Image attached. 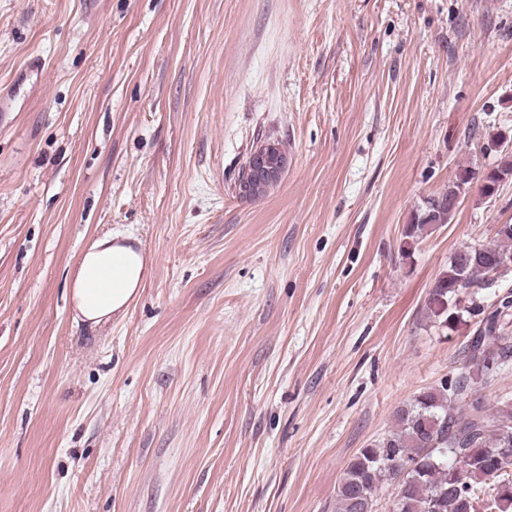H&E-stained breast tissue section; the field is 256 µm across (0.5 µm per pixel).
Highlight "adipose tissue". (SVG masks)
<instances>
[{
  "mask_svg": "<svg viewBox=\"0 0 512 512\" xmlns=\"http://www.w3.org/2000/svg\"><path fill=\"white\" fill-rule=\"evenodd\" d=\"M117 252L125 253L131 259L123 288L112 291L94 287V273L109 265ZM144 275L145 259L134 245L115 241L109 236L95 239L68 275L71 305L77 318L94 326L111 322L113 316L122 312L136 296Z\"/></svg>",
  "mask_w": 512,
  "mask_h": 512,
  "instance_id": "ef3b65f1",
  "label": "adipose tissue"
}]
</instances>
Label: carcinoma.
I'll use <instances>...</instances> for the list:
<instances>
[{"label": "carcinoma", "instance_id": "1", "mask_svg": "<svg viewBox=\"0 0 512 512\" xmlns=\"http://www.w3.org/2000/svg\"><path fill=\"white\" fill-rule=\"evenodd\" d=\"M510 176L512 152L504 150L481 177L459 169L448 190L406 225L405 238L451 223L448 204L473 181L482 180L481 195L489 197ZM499 259L512 260V229L459 248L436 278L426 309L439 330L482 316L463 349L469 371L419 393L397 411L386 437L359 449L339 480L336 512H377L385 488L391 489L389 512H512V396L489 405L476 390L512 362V306L481 308L483 272Z\"/></svg>", "mask_w": 512, "mask_h": 512}]
</instances>
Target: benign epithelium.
I'll return each mask as SVG.
<instances>
[{
  "label": "benign epithelium",
  "mask_w": 512,
  "mask_h": 512,
  "mask_svg": "<svg viewBox=\"0 0 512 512\" xmlns=\"http://www.w3.org/2000/svg\"><path fill=\"white\" fill-rule=\"evenodd\" d=\"M288 165V156L279 146L270 141L263 142L251 150L236 181L239 197L258 200L281 181Z\"/></svg>",
  "instance_id": "1"
}]
</instances>
